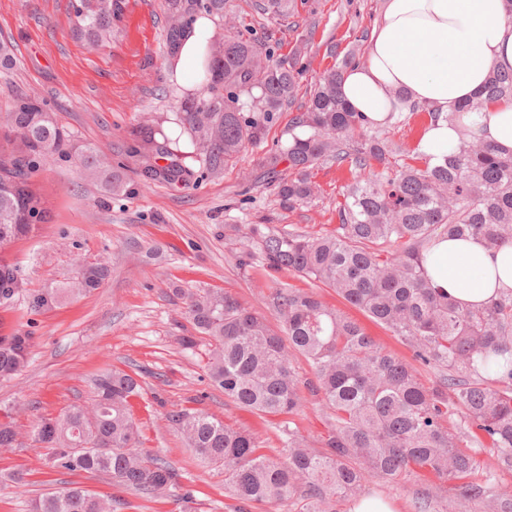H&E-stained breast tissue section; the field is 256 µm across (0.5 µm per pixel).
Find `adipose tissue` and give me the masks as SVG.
I'll return each instance as SVG.
<instances>
[{
    "label": "adipose tissue",
    "instance_id": "1",
    "mask_svg": "<svg viewBox=\"0 0 512 512\" xmlns=\"http://www.w3.org/2000/svg\"><path fill=\"white\" fill-rule=\"evenodd\" d=\"M494 69L512 71V0H384L367 59L344 72L339 92L374 125L410 102L441 112L419 142L431 163H441L472 131L510 155L512 104L470 112L460 125L444 119L474 99ZM425 269L435 287L477 308L512 290V244L442 238L426 249Z\"/></svg>",
    "mask_w": 512,
    "mask_h": 512
}]
</instances>
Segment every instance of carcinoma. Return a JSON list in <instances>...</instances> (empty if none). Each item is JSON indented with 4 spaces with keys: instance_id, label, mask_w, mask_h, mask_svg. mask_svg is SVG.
Listing matches in <instances>:
<instances>
[{
    "instance_id": "cac0c4a2",
    "label": "carcinoma",
    "mask_w": 512,
    "mask_h": 512,
    "mask_svg": "<svg viewBox=\"0 0 512 512\" xmlns=\"http://www.w3.org/2000/svg\"><path fill=\"white\" fill-rule=\"evenodd\" d=\"M225 0H168L165 31L168 64L176 70L180 48L195 33L197 14H224ZM124 0H79L76 33L95 44L112 36V18ZM350 53L315 84L305 110L293 118L288 145L270 151L262 166L275 178L281 204L294 209L314 195L312 172L326 162L347 166L354 178L339 206L336 230L311 235L270 224H231L240 238L239 267L261 260L268 272L288 270L332 288L344 300L399 337L423 364L440 372L427 388L416 371L383 351L353 320L314 295L271 280L279 330L237 298L209 288H176L191 319L193 336L183 348L203 347L209 381L224 397L252 412L292 416L301 388L329 411L324 446L312 448L301 432L281 426L284 459L260 452L257 438L211 415L188 408L166 414L169 424L204 464L224 470V484L243 505L295 500L297 512H336L373 482L400 484L421 471L457 481L458 494L438 501L432 488L415 491L416 512H512V487L495 480L472 454L466 437L489 445L496 467L512 472V291L467 309L432 286L424 266L436 238L475 237L490 248L512 243V156L478 137L432 165L392 164L402 145L369 131L368 120L340 99ZM202 96L182 103L169 122L171 138L151 123L132 132L131 150L146 179L186 183L199 162L220 173L246 148L262 141L277 112L296 92L293 68L261 50L241 31L208 42L201 62ZM512 102V72L492 71L473 102L445 116L460 123L490 104ZM10 150L0 151V247L48 220L33 177L58 161L77 159L84 177L109 196L127 191L111 160L92 145L77 147L72 133L44 104L27 96L0 111ZM358 137L354 144L350 139ZM165 164H159V161ZM288 162L293 177L278 169ZM109 273L97 260L77 275L33 292L17 267L0 257V303L23 299L39 313L100 287ZM33 336L18 330L0 336V378L25 366ZM304 357L312 377L294 367ZM88 404L73 406L34 428L50 449L47 464L70 472L110 474L147 499L169 494L180 474L141 447L129 411L140 395L138 374L106 369L92 380ZM460 417L455 421L454 417ZM24 436L12 419L0 420V449L21 448ZM112 499L80 486L46 493L34 512H115Z\"/></svg>"
}]
</instances>
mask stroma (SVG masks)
<instances>
[{
    "mask_svg": "<svg viewBox=\"0 0 512 512\" xmlns=\"http://www.w3.org/2000/svg\"><path fill=\"white\" fill-rule=\"evenodd\" d=\"M76 0H0V40L11 42L15 63L0 69V108L27 95L44 103L78 143L93 144L120 166L131 191L108 198L87 181L76 162H61L37 174V188L50 211L49 223L5 245L30 289L50 279L75 275L82 261L105 257L110 275L101 288L37 313L24 301L0 304V336L17 330L33 334L30 358L14 378L0 380V406L17 411L21 432L91 397V380L102 370L137 373L143 390L130 402L144 448L180 474L165 499L134 494L108 474L49 468L40 443L0 452V474L22 471L21 485L0 488V512H29L48 490L81 486L115 500L117 512H288L284 506L253 503L240 510L224 484V473L202 464L169 425L179 408L202 411L251 431L273 460L284 457L282 417L258 415L225 399L207 378L201 355L182 349L192 332L175 287L217 288L264 316L272 314V290L261 269L243 271L239 239L231 224H273L312 234L334 230L337 208L352 177L347 168H316L318 190L308 203L284 208L274 185L263 179L261 160L287 144L293 118L302 112L311 86L342 58L365 61L363 32L372 31L381 0H292L288 16L258 13L256 0H228L215 37L251 28L258 43H271L274 57L298 70L292 105L268 127L263 142L247 146L224 171L196 167L189 183H148L128 149L132 127L147 119L163 123L179 111L185 86L166 66L163 42L167 0H124L112 22V40L96 45L77 35ZM286 288L315 293L328 306L357 322L385 352L415 364L421 382L436 386V369L416 364L411 350L382 325L332 289L277 273ZM428 485L439 497L452 485L428 473L397 486L373 483L365 492L415 512V487Z\"/></svg>",
    "mask_w": 512,
    "mask_h": 512,
    "instance_id": "35a3bbf8",
    "label": "stroma"
}]
</instances>
